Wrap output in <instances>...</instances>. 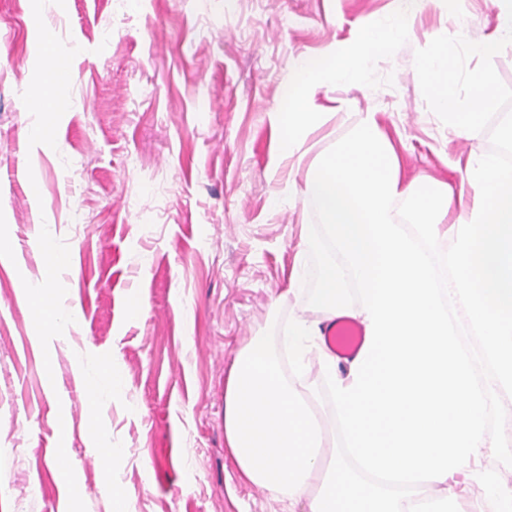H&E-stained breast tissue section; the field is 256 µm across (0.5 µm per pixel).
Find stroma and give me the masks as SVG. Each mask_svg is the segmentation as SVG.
Segmentation results:
<instances>
[{"mask_svg": "<svg viewBox=\"0 0 512 512\" xmlns=\"http://www.w3.org/2000/svg\"><path fill=\"white\" fill-rule=\"evenodd\" d=\"M397 7L0 0V512H308L245 481L224 440L242 346L271 330L284 351L285 322L320 315L291 282L308 267L309 165L279 157L272 115L299 58L346 49ZM496 25L491 0H438L353 79L324 73L310 157L372 111L403 182L468 193L467 162L490 151L489 135L441 122L414 56L437 36ZM36 88L66 105L46 142ZM47 234L68 257L53 275ZM36 285L79 306L78 319H32ZM324 379L313 361L289 382L333 435ZM103 447L119 451L108 481Z\"/></svg>", "mask_w": 512, "mask_h": 512, "instance_id": "35a3bbf8", "label": "stroma"}]
</instances>
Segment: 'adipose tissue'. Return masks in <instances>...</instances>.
Returning a JSON list of instances; mask_svg holds the SVG:
<instances>
[{
  "instance_id": "obj_1",
  "label": "adipose tissue",
  "mask_w": 512,
  "mask_h": 512,
  "mask_svg": "<svg viewBox=\"0 0 512 512\" xmlns=\"http://www.w3.org/2000/svg\"><path fill=\"white\" fill-rule=\"evenodd\" d=\"M409 19V8H402L396 24L368 28L349 51H332L323 58L305 57L296 63L282 86L285 109L275 115L277 150L281 157L290 158L302 152L307 132L317 118L313 98L315 77L328 67L342 78L356 76L374 55L393 51L397 33L401 27L407 26Z\"/></svg>"
}]
</instances>
